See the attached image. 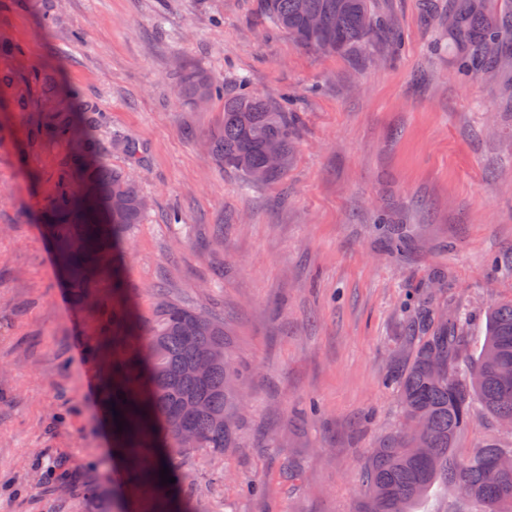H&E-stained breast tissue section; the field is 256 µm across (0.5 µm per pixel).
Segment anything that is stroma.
I'll list each match as a JSON object with an SVG mask.
<instances>
[{
    "mask_svg": "<svg viewBox=\"0 0 512 512\" xmlns=\"http://www.w3.org/2000/svg\"><path fill=\"white\" fill-rule=\"evenodd\" d=\"M404 43L323 55L266 30L259 0H0V512H112V453L90 309L43 228L76 115L149 200L126 233L140 308L158 290L224 319L246 395L234 448L179 459L201 512H358L366 459L401 421L386 385L418 304L512 298V112L458 79L422 0H375ZM294 98L292 161L248 186L203 147L221 101L177 97L186 67ZM76 93L66 100L56 92ZM403 225L387 250L374 222Z\"/></svg>",
    "mask_w": 512,
    "mask_h": 512,
    "instance_id": "1",
    "label": "stroma"
}]
</instances>
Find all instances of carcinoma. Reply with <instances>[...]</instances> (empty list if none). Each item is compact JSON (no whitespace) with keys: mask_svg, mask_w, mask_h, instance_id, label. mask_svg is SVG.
I'll return each mask as SVG.
<instances>
[{"mask_svg":"<svg viewBox=\"0 0 512 512\" xmlns=\"http://www.w3.org/2000/svg\"><path fill=\"white\" fill-rule=\"evenodd\" d=\"M427 20L448 32L456 48L455 73L488 79L500 105L512 108V0H448L441 8L424 0ZM266 23L298 46L324 55L351 54L374 37L398 46L394 22L374 11L373 0H260ZM178 94L193 104L199 96L224 101L223 116L207 135L211 155L248 184L266 168L274 145L290 158L298 112L290 96L274 101L242 88L224 93V83L200 69L181 72ZM36 133L73 142L55 193L44 212L52 246L67 271L73 297L93 310L94 361L104 360L101 388L123 430L112 423L113 453L125 477L112 488V512H196L170 496L161 483L166 467L177 477V460L198 449L219 455L233 447L241 407L227 381L240 379L229 353L224 319L159 295L149 316L139 314L121 270L125 230L142 221L147 199L137 182L96 155L66 112H55ZM108 284V292L98 289ZM468 313L461 307L424 306L407 325L408 359L393 377L403 427L387 436L365 465V490L358 512H415L436 485L471 490L473 512H503L512 504V443L490 440L464 455L457 452L472 414L483 409L496 422L512 420V300L487 311V335L478 356L468 351ZM224 345V363L198 381L188 368L205 350ZM231 415L224 429L211 414ZM189 426L193 447L180 443Z\"/></svg>","mask_w":512,"mask_h":512,"instance_id":"obj_1","label":"carcinoma"}]
</instances>
